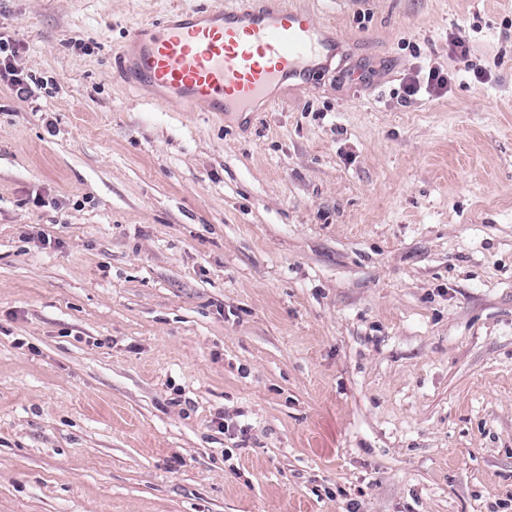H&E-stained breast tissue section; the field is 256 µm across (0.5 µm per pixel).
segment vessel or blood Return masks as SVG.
I'll return each instance as SVG.
<instances>
[{"label":"vessel or blood","instance_id":"obj_1","mask_svg":"<svg viewBox=\"0 0 512 512\" xmlns=\"http://www.w3.org/2000/svg\"><path fill=\"white\" fill-rule=\"evenodd\" d=\"M338 47L310 8L251 0L247 7L172 8L135 28L120 56L129 82L156 92L159 103L244 116L271 103L285 80L315 82Z\"/></svg>","mask_w":512,"mask_h":512}]
</instances>
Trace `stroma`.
<instances>
[{
  "instance_id": "35a3bbf8",
  "label": "stroma",
  "mask_w": 512,
  "mask_h": 512,
  "mask_svg": "<svg viewBox=\"0 0 512 512\" xmlns=\"http://www.w3.org/2000/svg\"><path fill=\"white\" fill-rule=\"evenodd\" d=\"M203 2L0 0V512H512V0H317L247 125L112 58ZM3 41V42H2ZM16 49L8 40L4 41L0 37V82L2 77L8 78L10 85L16 91L17 95H24L28 92L27 74L24 75L13 64L16 56ZM451 79L448 73L439 69L430 68L426 75L421 76L418 73L411 74L405 78L403 83V97L411 99L417 96L424 88L429 94L447 92Z\"/></svg>"
}]
</instances>
